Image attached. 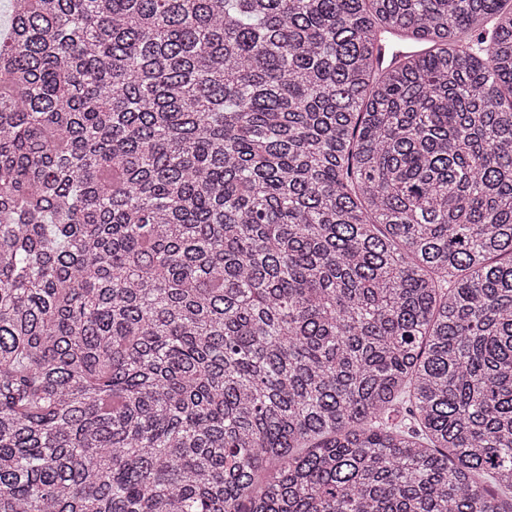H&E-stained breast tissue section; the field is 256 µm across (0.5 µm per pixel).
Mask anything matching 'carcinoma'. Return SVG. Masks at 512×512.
Listing matches in <instances>:
<instances>
[{
    "label": "carcinoma",
    "instance_id": "carcinoma-1",
    "mask_svg": "<svg viewBox=\"0 0 512 512\" xmlns=\"http://www.w3.org/2000/svg\"><path fill=\"white\" fill-rule=\"evenodd\" d=\"M7 30L0 512H512V0Z\"/></svg>",
    "mask_w": 512,
    "mask_h": 512
}]
</instances>
